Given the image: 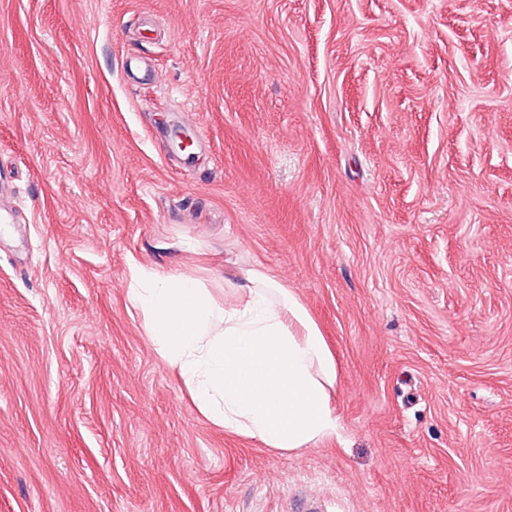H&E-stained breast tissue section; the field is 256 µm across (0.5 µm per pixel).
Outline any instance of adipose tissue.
<instances>
[{
    "label": "adipose tissue",
    "mask_w": 512,
    "mask_h": 512,
    "mask_svg": "<svg viewBox=\"0 0 512 512\" xmlns=\"http://www.w3.org/2000/svg\"><path fill=\"white\" fill-rule=\"evenodd\" d=\"M241 277L239 301L222 305L194 280L134 264L128 300L196 409L225 432L282 452L336 437L338 369L317 323L270 273Z\"/></svg>",
    "instance_id": "ef3b65f1"
}]
</instances>
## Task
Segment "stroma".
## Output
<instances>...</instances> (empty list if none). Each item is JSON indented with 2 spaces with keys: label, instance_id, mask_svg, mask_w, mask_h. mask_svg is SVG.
<instances>
[{
  "label": "stroma",
  "instance_id": "stroma-1",
  "mask_svg": "<svg viewBox=\"0 0 512 512\" xmlns=\"http://www.w3.org/2000/svg\"><path fill=\"white\" fill-rule=\"evenodd\" d=\"M135 261L290 288L338 437L199 414ZM0 512H512V0H0Z\"/></svg>",
  "mask_w": 512,
  "mask_h": 512
}]
</instances>
